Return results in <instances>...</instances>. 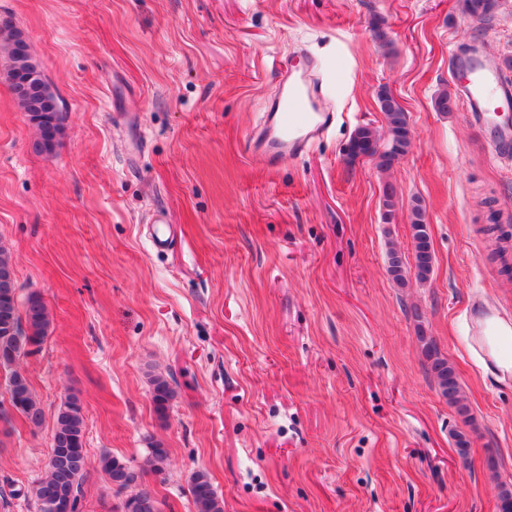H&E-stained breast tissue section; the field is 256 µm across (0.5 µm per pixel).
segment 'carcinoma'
I'll return each instance as SVG.
<instances>
[{"label":"carcinoma","instance_id":"1","mask_svg":"<svg viewBox=\"0 0 512 512\" xmlns=\"http://www.w3.org/2000/svg\"><path fill=\"white\" fill-rule=\"evenodd\" d=\"M463 15L479 21L491 20L501 7V0H460ZM14 26L7 19L0 20V53L11 56L13 53ZM9 87L17 99V104L33 122L39 137L33 149L41 153L54 150V140L61 132L66 113L53 105L55 97L46 98L43 91L48 87L37 66L28 67L17 78H8ZM380 112L383 113L387 143L381 144L377 132L367 126L357 128L350 138L348 156L352 160L369 159L381 171H388L407 153L412 139V130L407 112L388 92L382 91L377 98ZM456 99L448 89L440 90L434 98V108L438 112H451ZM382 221L392 223L397 206L396 187L386 182L382 188ZM411 239L413 242L414 275L416 281L424 283L433 274V252L430 241L426 213L420 201H415L410 216ZM387 271L392 280L401 288L409 282L407 266L402 255L395 249L388 252ZM51 318L48 307L37 292L28 294L24 305H19L17 287L10 250L0 244V367L8 368L18 358L38 350L48 336ZM422 353L430 363L440 394L448 404L458 408L463 415L468 414L464 404L462 387L456 372L448 363L435 341L420 336ZM152 400L159 415H164L175 392L168 379L156 374L151 377ZM8 400L15 410L24 416L33 427L41 425L43 411L28 378L17 370L11 371L8 385ZM85 444V413L79 397L71 394L60 405L55 420L53 444L49 455L46 476L30 490L35 501L36 512H62L61 504H70L69 512H76L78 499L87 477ZM168 460V450L157 443L149 449L148 468L129 464L108 453L100 458V467L108 481L123 492L135 490L132 499L134 506L130 512H163L152 491L139 488L146 471H164ZM190 495L195 512H224V499L215 490L207 473L197 471L190 480Z\"/></svg>","mask_w":512,"mask_h":512}]
</instances>
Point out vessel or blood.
<instances>
[{
	"label": "vessel or blood",
	"instance_id": "1",
	"mask_svg": "<svg viewBox=\"0 0 512 512\" xmlns=\"http://www.w3.org/2000/svg\"><path fill=\"white\" fill-rule=\"evenodd\" d=\"M456 65L466 75L456 90L475 123L489 130L496 145L512 146V129L490 123L492 116L512 109V81L504 79L496 64L477 50L458 56ZM320 94L321 86L312 69L281 75L276 99L264 106L256 140L269 167L309 151L330 129L336 115L319 108ZM484 312L481 306L472 309L469 336L471 348L488 359L492 356L489 338L494 326L484 320Z\"/></svg>",
	"mask_w": 512,
	"mask_h": 512
}]
</instances>
